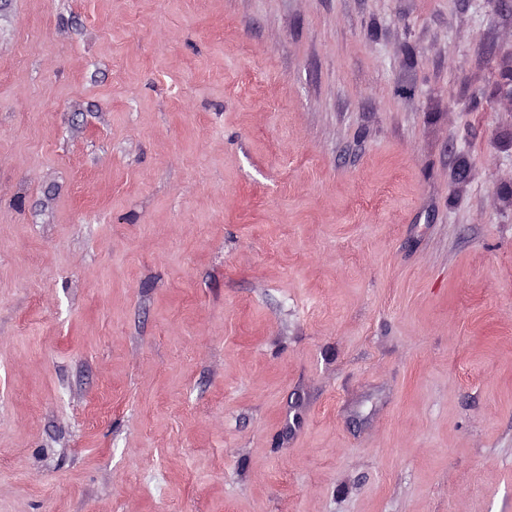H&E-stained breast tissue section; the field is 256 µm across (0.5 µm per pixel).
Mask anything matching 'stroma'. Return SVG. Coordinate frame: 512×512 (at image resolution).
Masks as SVG:
<instances>
[{"label":"stroma","instance_id":"35a3bbf8","mask_svg":"<svg viewBox=\"0 0 512 512\" xmlns=\"http://www.w3.org/2000/svg\"><path fill=\"white\" fill-rule=\"evenodd\" d=\"M512 0H0V512H512Z\"/></svg>","mask_w":512,"mask_h":512}]
</instances>
